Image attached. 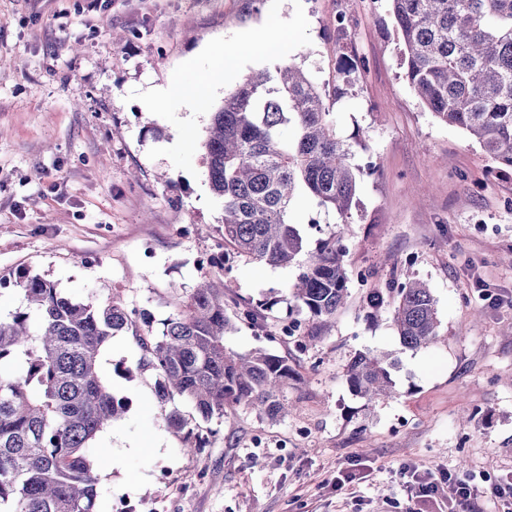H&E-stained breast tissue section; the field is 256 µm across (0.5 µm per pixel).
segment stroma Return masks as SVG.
I'll return each mask as SVG.
<instances>
[{
  "label": "stroma",
  "instance_id": "1",
  "mask_svg": "<svg viewBox=\"0 0 512 512\" xmlns=\"http://www.w3.org/2000/svg\"><path fill=\"white\" fill-rule=\"evenodd\" d=\"M265 25L293 31L277 62L320 87L337 133L365 130L362 171L351 223L297 200L296 264L237 257L220 269L207 258L231 247L204 143L225 94L268 64L246 59L216 78L200 111L166 87L207 70L212 44ZM346 57L365 69L343 78ZM333 234L350 294L312 321L287 297ZM23 272L77 301L120 300L156 330L203 279L223 281L270 304L262 329L239 325L226 347L269 349L294 371L284 420L226 407L201 422L207 445L190 453L150 373L135 370L133 336H114L101 371L129 408L87 450L97 512H451L447 496L418 498L419 481L486 488L512 476V172L493 171L408 87L387 0H0V311L22 306ZM409 272L429 284L441 326L436 343L404 352L390 313L369 318L366 295ZM292 320L299 331L281 335ZM359 350L399 352L393 397L349 390Z\"/></svg>",
  "mask_w": 512,
  "mask_h": 512
}]
</instances>
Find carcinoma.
<instances>
[{"label": "carcinoma", "mask_w": 512, "mask_h": 512, "mask_svg": "<svg viewBox=\"0 0 512 512\" xmlns=\"http://www.w3.org/2000/svg\"><path fill=\"white\" fill-rule=\"evenodd\" d=\"M403 78L440 122L474 138L498 170H512V0H388ZM336 132L320 88L294 63L248 76L212 113L205 142L212 193L224 209V241L237 254L289 266L304 238L290 215L296 200L349 224L360 169L355 148ZM342 238L310 256L289 303L312 320L334 317L350 293ZM15 286L24 307L0 315V512H97L98 475L85 448L128 409L105 382L100 359L129 331L142 350L137 371L154 378L167 427L189 451L206 446L193 424L224 417L228 405L272 420L287 414L283 393L294 373L265 349L241 354L224 337L261 325L250 305L208 281L156 333L120 302L76 301L28 272ZM370 317L391 308L401 347L438 341L437 301L417 279L368 294ZM399 359L358 351L345 371L354 395L371 403L393 393ZM188 404L185 414L178 403Z\"/></svg>", "instance_id": "carcinoma-1"}]
</instances>
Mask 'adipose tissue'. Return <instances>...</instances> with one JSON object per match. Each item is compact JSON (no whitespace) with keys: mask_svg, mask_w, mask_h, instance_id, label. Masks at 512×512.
I'll use <instances>...</instances> for the list:
<instances>
[{"mask_svg":"<svg viewBox=\"0 0 512 512\" xmlns=\"http://www.w3.org/2000/svg\"><path fill=\"white\" fill-rule=\"evenodd\" d=\"M292 32L285 26H267L241 40L234 47L218 46L212 49L211 56L214 69L197 76L194 83L187 84L178 80L171 81L168 86L170 93L189 96L196 107H204L207 92L215 74L233 72L246 58H264L276 60L277 53Z\"/></svg>","mask_w":512,"mask_h":512,"instance_id":"1","label":"adipose tissue"}]
</instances>
